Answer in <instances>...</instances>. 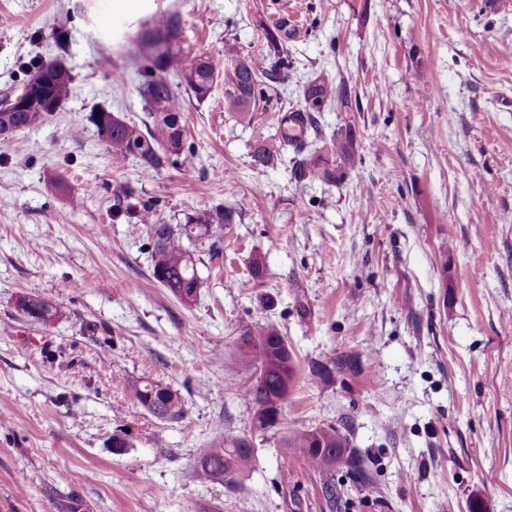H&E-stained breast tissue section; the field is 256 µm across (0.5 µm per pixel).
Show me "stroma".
Returning <instances> with one entry per match:
<instances>
[{
  "mask_svg": "<svg viewBox=\"0 0 512 512\" xmlns=\"http://www.w3.org/2000/svg\"><path fill=\"white\" fill-rule=\"evenodd\" d=\"M158 13L181 62L223 64L230 41L277 69L276 29L289 69L248 123L223 83L185 99L193 165L145 171L113 164L90 115L145 119L154 61L129 68L130 40ZM50 59L70 96L0 144V512H65L73 493L78 512H512V0H0V91ZM319 75L358 101L306 135L354 130L345 177L299 178L291 148L255 165ZM124 183L168 224L235 207L218 244L184 242L194 303L153 279ZM21 293L63 318H22ZM266 324L298 363L289 421L335 426L362 462V478L336 471V504L282 431L256 429L254 372L224 364ZM142 380L179 392L182 418L137 404ZM228 434L251 468L198 472Z\"/></svg>",
  "mask_w": 512,
  "mask_h": 512,
  "instance_id": "35a3bbf8",
  "label": "stroma"
}]
</instances>
